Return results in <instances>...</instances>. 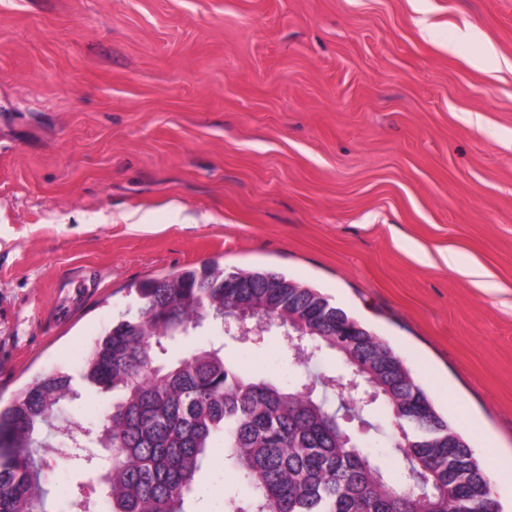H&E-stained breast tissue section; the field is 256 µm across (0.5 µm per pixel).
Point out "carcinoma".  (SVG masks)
Instances as JSON below:
<instances>
[{
  "label": "carcinoma",
  "instance_id": "cac0c4a2",
  "mask_svg": "<svg viewBox=\"0 0 512 512\" xmlns=\"http://www.w3.org/2000/svg\"><path fill=\"white\" fill-rule=\"evenodd\" d=\"M224 269L207 263L147 281L137 307L106 330L80 368L81 384L112 393L104 417L73 435L66 403L73 376L28 383L0 408V512H48L59 460L80 466L73 508L84 512H185L208 449L222 442L224 512H496L490 475L463 434L437 410L396 350L359 319L308 286L267 270H237L248 288L224 287ZM241 306L276 322L308 314L312 353L290 356L310 369L325 349L379 386L366 409L389 418L379 442L355 447L336 434L325 398L303 396L243 371L209 343L157 364L188 336L224 329ZM400 462L392 478L369 448Z\"/></svg>",
  "mask_w": 512,
  "mask_h": 512
}]
</instances>
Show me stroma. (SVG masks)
<instances>
[{
    "label": "stroma",
    "mask_w": 512,
    "mask_h": 512,
    "mask_svg": "<svg viewBox=\"0 0 512 512\" xmlns=\"http://www.w3.org/2000/svg\"><path fill=\"white\" fill-rule=\"evenodd\" d=\"M205 262L366 323L512 512V0H0V402Z\"/></svg>",
    "instance_id": "35a3bbf8"
}]
</instances>
